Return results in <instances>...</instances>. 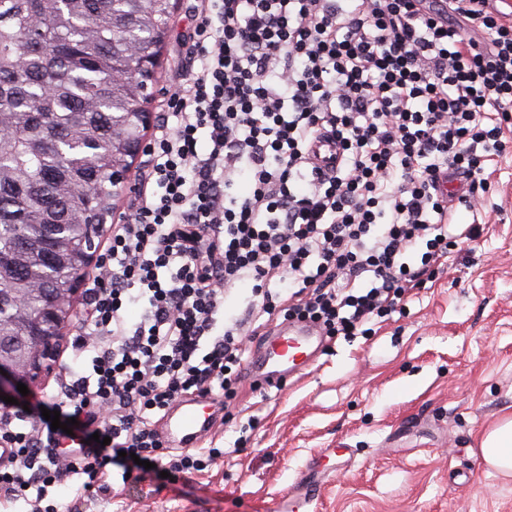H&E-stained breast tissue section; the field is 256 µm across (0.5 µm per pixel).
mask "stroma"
I'll list each match as a JSON object with an SVG mask.
<instances>
[{
	"instance_id": "stroma-1",
	"label": "stroma",
	"mask_w": 512,
	"mask_h": 512,
	"mask_svg": "<svg viewBox=\"0 0 512 512\" xmlns=\"http://www.w3.org/2000/svg\"><path fill=\"white\" fill-rule=\"evenodd\" d=\"M196 0H180L155 71L156 115L189 60ZM454 223L473 239L369 331L327 341L281 387L242 381L221 397L212 445L225 455L189 481L159 468L141 486L61 512H269L306 473L318 495L293 512H512V477L489 471L475 438L512 410V152Z\"/></svg>"
}]
</instances>
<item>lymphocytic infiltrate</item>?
<instances>
[{"label": "lymphocytic infiltrate", "mask_w": 512, "mask_h": 512, "mask_svg": "<svg viewBox=\"0 0 512 512\" xmlns=\"http://www.w3.org/2000/svg\"><path fill=\"white\" fill-rule=\"evenodd\" d=\"M196 20L175 123L150 145L55 375L48 408L77 420L78 447L60 462L61 430L0 406V494L26 512H59L47 498L64 487L109 492L123 451L176 481L221 457L166 448L171 406L232 392L242 332L284 318L351 336L393 310L447 256L455 206L474 209L512 143V13L487 0H198ZM320 137L338 165L313 161ZM444 175L466 182L456 202L438 193ZM242 283L243 316H225Z\"/></svg>", "instance_id": "1"}]
</instances>
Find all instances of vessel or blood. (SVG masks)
I'll return each mask as SVG.
<instances>
[{"mask_svg":"<svg viewBox=\"0 0 512 512\" xmlns=\"http://www.w3.org/2000/svg\"><path fill=\"white\" fill-rule=\"evenodd\" d=\"M271 335L277 343L265 356L266 372L263 376L265 384L269 386L287 381L295 371L300 370L302 361L316 356L325 342L323 336L304 325L279 326L272 330ZM214 427L213 419L203 410L180 407L166 413L160 431L167 446L190 449Z\"/></svg>","mask_w":512,"mask_h":512,"instance_id":"1","label":"vessel or blood"}]
</instances>
